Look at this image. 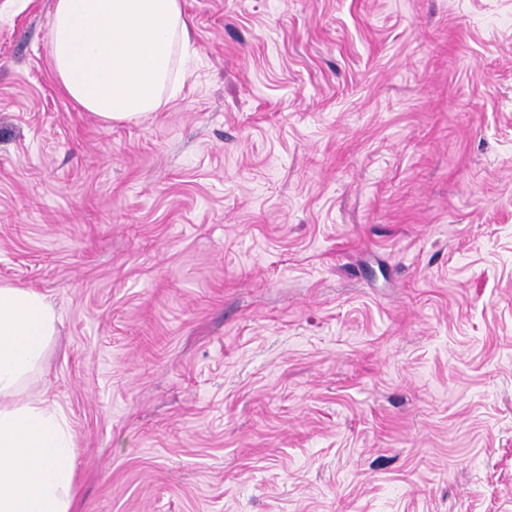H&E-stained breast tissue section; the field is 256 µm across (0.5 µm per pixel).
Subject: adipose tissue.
<instances>
[{"label": "adipose tissue", "mask_w": 512, "mask_h": 512, "mask_svg": "<svg viewBox=\"0 0 512 512\" xmlns=\"http://www.w3.org/2000/svg\"><path fill=\"white\" fill-rule=\"evenodd\" d=\"M190 48L181 0H53V77L103 122H139L175 99ZM57 321L44 294L0 283V512H73V430L61 410L17 400Z\"/></svg>", "instance_id": "obj_1"}]
</instances>
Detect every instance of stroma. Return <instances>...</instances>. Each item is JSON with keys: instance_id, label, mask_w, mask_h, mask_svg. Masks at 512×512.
<instances>
[{"instance_id": "1", "label": "stroma", "mask_w": 512, "mask_h": 512, "mask_svg": "<svg viewBox=\"0 0 512 512\" xmlns=\"http://www.w3.org/2000/svg\"><path fill=\"white\" fill-rule=\"evenodd\" d=\"M0 0V282L75 512H512V0H183L103 123Z\"/></svg>"}]
</instances>
